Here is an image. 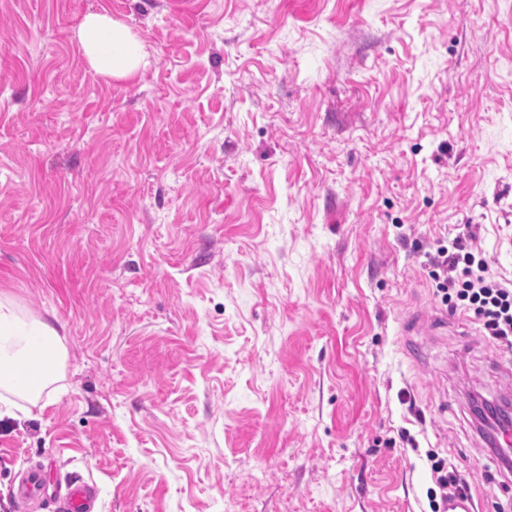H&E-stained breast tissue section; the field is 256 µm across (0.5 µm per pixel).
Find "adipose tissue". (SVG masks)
Returning a JSON list of instances; mask_svg holds the SVG:
<instances>
[{"label": "adipose tissue", "instance_id": "adipose-tissue-1", "mask_svg": "<svg viewBox=\"0 0 512 512\" xmlns=\"http://www.w3.org/2000/svg\"><path fill=\"white\" fill-rule=\"evenodd\" d=\"M80 33L84 55L101 76L128 78L145 60L143 45L130 27L108 14L86 15ZM36 340L42 344L37 357L40 382L31 387L15 380L8 367L27 358ZM66 355V339L55 327L22 317L14 300L0 295V418L15 417L24 404L38 406L44 390L60 381Z\"/></svg>", "mask_w": 512, "mask_h": 512}]
</instances>
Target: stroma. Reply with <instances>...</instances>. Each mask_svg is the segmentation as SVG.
Masks as SVG:
<instances>
[{"instance_id":"1","label":"stroma","mask_w":512,"mask_h":512,"mask_svg":"<svg viewBox=\"0 0 512 512\" xmlns=\"http://www.w3.org/2000/svg\"><path fill=\"white\" fill-rule=\"evenodd\" d=\"M90 13L146 66L96 74ZM459 235L512 281V0H0V293L68 348L0 512L31 467L37 512H430L432 454L505 512ZM97 497L95 484L80 480L69 481L58 508L61 512H94Z\"/></svg>"}]
</instances>
